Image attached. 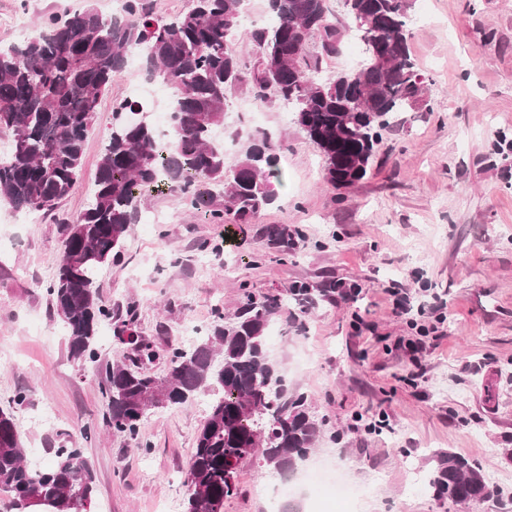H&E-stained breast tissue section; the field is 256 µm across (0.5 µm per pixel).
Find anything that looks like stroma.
Masks as SVG:
<instances>
[{
  "instance_id": "35a3bbf8",
  "label": "stroma",
  "mask_w": 512,
  "mask_h": 512,
  "mask_svg": "<svg viewBox=\"0 0 512 512\" xmlns=\"http://www.w3.org/2000/svg\"><path fill=\"white\" fill-rule=\"evenodd\" d=\"M409 49L428 109L402 112L383 131L369 175L338 189L323 160L278 102L256 107L286 148L275 203L249 224L206 220L168 193L141 204L154 223L132 225L120 257L94 286L112 313L98 329L97 358L71 359L46 288L66 219L95 186L112 107L133 96L137 72L114 74L85 142L80 177L50 212L0 202V408L19 423L29 460L81 449L96 478L92 512H181L201 399L150 411L137 439L113 432L105 369L127 347L113 324L134 317L165 375L169 349L206 336L215 311L232 316L246 297L286 295L306 284L357 283L359 295L314 297L304 330L296 308L274 321L270 356L288 388L307 395L324 435L316 458L339 462L368 486L358 512H467L422 484L438 452L482 467L512 496V0H409ZM123 0H0V46L35 34L50 16L87 7L104 17ZM29 23L19 32L14 20ZM298 228L294 250L270 248L264 230ZM402 290L411 310L393 306ZM26 399L15 404L14 396ZM268 473L248 461L224 512H264Z\"/></svg>"
}]
</instances>
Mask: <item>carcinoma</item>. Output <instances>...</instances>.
Returning a JSON list of instances; mask_svg holds the SVG:
<instances>
[{"mask_svg": "<svg viewBox=\"0 0 512 512\" xmlns=\"http://www.w3.org/2000/svg\"><path fill=\"white\" fill-rule=\"evenodd\" d=\"M240 3L195 0L187 12L163 20L146 0H124L121 21L89 7L65 19L52 16L24 43L0 47V130L11 135L9 153L0 156V201L18 209L53 211L70 194L100 99L132 49H143L147 72L172 93L173 137L166 143L146 121L142 103H115L94 200L66 222L47 293L78 362L95 361L98 327L112 318L94 288L95 273L121 253L147 195L166 191L198 213L231 215L237 224L250 223L277 199L283 172L276 136L246 134L231 163L213 141L238 90L246 86L259 100L272 96L289 105L320 150L326 181L338 188L365 178L379 128L393 113L427 106L425 82L409 51L408 0H343L361 36L362 61L325 77L318 61L294 54L315 36L326 53H336L341 31L329 19L326 0H268L275 23L245 30ZM238 40L257 48L252 65L225 48ZM273 55L280 61L270 68ZM266 237L286 251L301 233L271 225ZM287 306L272 296L247 300L229 319L216 312L210 335L172 349L163 377L143 370L156 352L133 337L134 316L115 326L117 335L130 336L133 355L106 367L114 432L136 439L143 403L158 409L200 393L211 396L191 455L183 512H224L239 493L237 465L255 457L269 472L286 475L322 438L307 397L272 384L287 375L267 352L266 331ZM428 486L437 497L468 506L499 495L480 467L454 452L437 455ZM0 488L12 493L19 512H90L95 477L77 448H57L47 462L29 461L14 414L0 409Z\"/></svg>", "mask_w": 512, "mask_h": 512, "instance_id": "obj_1", "label": "carcinoma"}]
</instances>
